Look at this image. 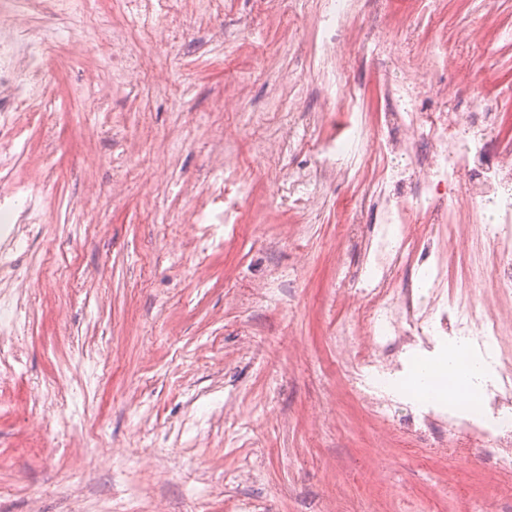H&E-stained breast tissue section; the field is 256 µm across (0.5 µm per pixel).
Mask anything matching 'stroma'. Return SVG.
I'll return each instance as SVG.
<instances>
[{
  "instance_id": "obj_1",
  "label": "stroma",
  "mask_w": 512,
  "mask_h": 512,
  "mask_svg": "<svg viewBox=\"0 0 512 512\" xmlns=\"http://www.w3.org/2000/svg\"><path fill=\"white\" fill-rule=\"evenodd\" d=\"M220 2L176 10V45L164 19L117 6L103 32L48 5L25 19L58 41L52 93L10 113L0 141V195L32 227L0 269L15 323L0 336V512H479L500 477L449 458L447 411L429 424L398 401L379 416L346 362L383 341L360 314L362 279L382 275L385 167L402 172L389 192L408 198L418 247L392 285L442 317L429 334L403 325L389 372L454 335L473 298L512 357V298L466 278L491 261L495 205L472 220L465 176L440 218L414 191L413 153L376 151L387 112L465 113L475 90L495 105L490 156L512 143V0H356L334 48L353 104L318 78L319 0H287L286 20ZM116 34L146 59L123 84L104 61ZM400 81L415 97L395 105ZM353 115L355 154L290 208L268 153L287 176L316 168V144ZM227 169L242 207L218 238L193 215Z\"/></svg>"
}]
</instances>
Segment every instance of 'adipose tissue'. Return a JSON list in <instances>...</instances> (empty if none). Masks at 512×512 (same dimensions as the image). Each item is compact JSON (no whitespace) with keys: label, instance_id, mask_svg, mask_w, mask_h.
<instances>
[{"label":"adipose tissue","instance_id":"obj_1","mask_svg":"<svg viewBox=\"0 0 512 512\" xmlns=\"http://www.w3.org/2000/svg\"><path fill=\"white\" fill-rule=\"evenodd\" d=\"M496 381L490 348L452 336L434 352L412 355L405 374L387 388L401 401L434 403L466 418L480 411Z\"/></svg>","mask_w":512,"mask_h":512}]
</instances>
